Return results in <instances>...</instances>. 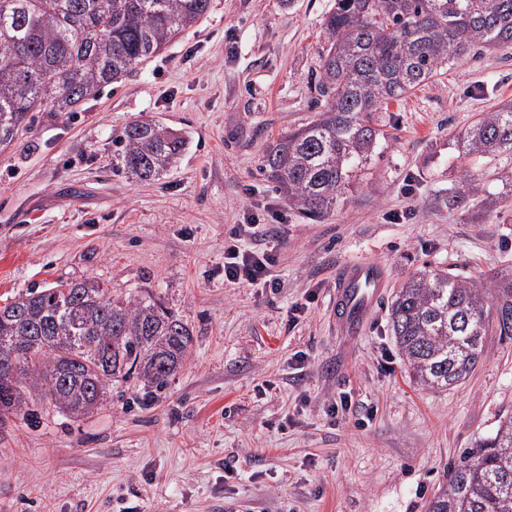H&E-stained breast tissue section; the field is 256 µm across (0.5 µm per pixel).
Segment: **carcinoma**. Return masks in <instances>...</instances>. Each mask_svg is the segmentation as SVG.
I'll return each mask as SVG.
<instances>
[{"mask_svg":"<svg viewBox=\"0 0 512 512\" xmlns=\"http://www.w3.org/2000/svg\"><path fill=\"white\" fill-rule=\"evenodd\" d=\"M211 0H0V146L32 112H76L196 24ZM317 80L328 106L266 150L263 171L310 220L346 200L353 174L384 138L374 113L471 53L512 48V0H336L323 19ZM469 154L512 151V104L456 135ZM124 169L152 179L184 141L152 122L123 132ZM415 383L464 382L486 338L512 336V269L475 287L445 270L419 271L389 309ZM192 333L149 290L119 300L100 284L60 283L0 306V426L46 403L78 418L114 382L134 381L146 406L182 366ZM428 512H512V413L464 451Z\"/></svg>","mask_w":512,"mask_h":512,"instance_id":"cac0c4a2","label":"carcinoma"}]
</instances>
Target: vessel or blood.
<instances>
[{
  "instance_id": "vessel-or-blood-1",
  "label": "vessel or blood",
  "mask_w": 512,
  "mask_h": 512,
  "mask_svg": "<svg viewBox=\"0 0 512 512\" xmlns=\"http://www.w3.org/2000/svg\"><path fill=\"white\" fill-rule=\"evenodd\" d=\"M387 281V269L378 262L346 265L336 279L331 310L339 332H360L377 308Z\"/></svg>"
}]
</instances>
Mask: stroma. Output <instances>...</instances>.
I'll list each match as a JSON object with an SVG mask.
<instances>
[{"label": "stroma", "mask_w": 512, "mask_h": 512, "mask_svg": "<svg viewBox=\"0 0 512 512\" xmlns=\"http://www.w3.org/2000/svg\"><path fill=\"white\" fill-rule=\"evenodd\" d=\"M335 0H211L208 13L79 111L34 113L0 147V305L60 282L151 289L189 326L179 371L146 407L116 382L72 418L52 405L0 430V512H427L450 464L512 411V336L475 371L422 390L388 307L416 270L482 284L512 266V152L454 136L512 100V48L451 63L375 120L385 137L347 199L307 220L262 169L310 122ZM185 140L154 180L126 173L125 127ZM463 193L468 202L450 206ZM281 216L272 288L224 280V236ZM388 270L357 336L330 318L338 269ZM351 395L344 414L331 408Z\"/></svg>", "instance_id": "obj_1"}]
</instances>
